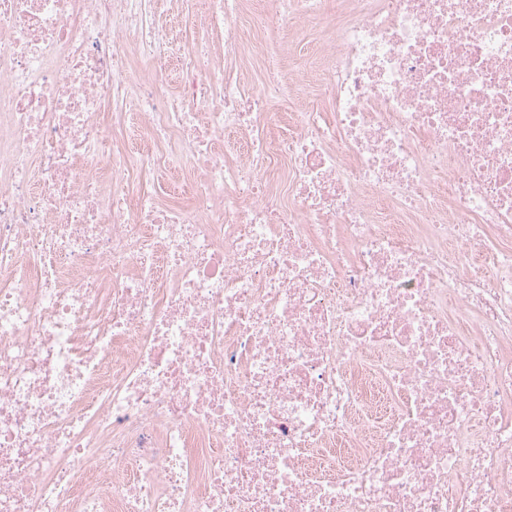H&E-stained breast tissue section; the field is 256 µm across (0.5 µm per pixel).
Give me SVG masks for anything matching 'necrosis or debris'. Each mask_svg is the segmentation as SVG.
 I'll use <instances>...</instances> for the list:
<instances>
[{
  "label": "necrosis or debris",
  "instance_id": "necrosis-or-debris-1",
  "mask_svg": "<svg viewBox=\"0 0 512 512\" xmlns=\"http://www.w3.org/2000/svg\"><path fill=\"white\" fill-rule=\"evenodd\" d=\"M184 2L0 0V512H512V0Z\"/></svg>",
  "mask_w": 512,
  "mask_h": 512
}]
</instances>
